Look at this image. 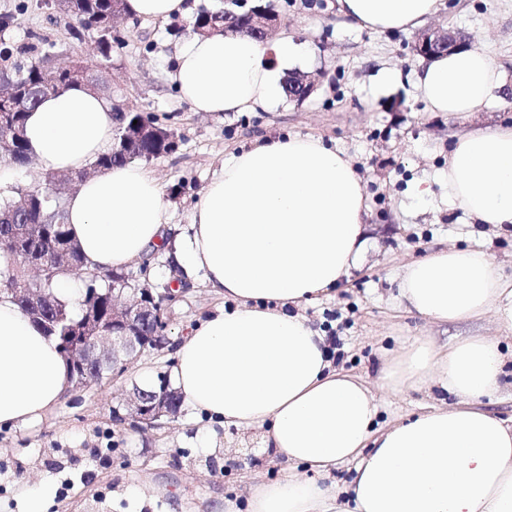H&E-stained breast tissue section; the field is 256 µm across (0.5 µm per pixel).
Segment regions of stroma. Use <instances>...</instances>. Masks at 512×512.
<instances>
[{"label":"stroma","instance_id":"stroma-1","mask_svg":"<svg viewBox=\"0 0 512 512\" xmlns=\"http://www.w3.org/2000/svg\"><path fill=\"white\" fill-rule=\"evenodd\" d=\"M269 2L280 31L312 45L313 56L297 69L318 84L305 102L285 99L270 111L195 112L180 99L168 78L177 45L192 34L190 22L180 18L122 17V41L105 59L94 49L95 32L81 31L54 0H0V16L11 19L0 42L30 56L55 54L61 63L89 61L113 104L174 132L176 149L145 164L165 188L170 239L189 224L195 200L225 159L258 139L280 131L311 135L346 153L365 185L367 248L346 281L299 311L322 332L340 337L343 356L336 368L375 390L378 423L385 427L448 402L433 387L380 389L379 376L394 351L421 337L444 347L503 333L490 315L432 322L405 310L396 296L405 266L451 246L486 250L512 275V231H497L449 208L448 189L436 179L448 167L454 135L512 122V0H444V9L430 20L467 32L473 46L485 48L507 71L504 91L468 117L428 110L415 86L422 59L411 50L413 33L349 27L337 15L336 0ZM385 69L400 75L387 89L378 85ZM418 181L431 188L427 200L409 192ZM223 305V297L201 283L185 284L166 311L163 349L146 351L117 380L70 389L31 426H0V512H21L17 488L37 487L43 479L56 489L51 512H215L224 499L245 501L253 480L282 478L285 462L266 449L264 429L196 420L187 407L155 428L112 421V408L139 382L141 371L169 373L176 343Z\"/></svg>","mask_w":512,"mask_h":512}]
</instances>
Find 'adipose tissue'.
I'll return each mask as SVG.
<instances>
[{
  "instance_id": "obj_1",
  "label": "adipose tissue",
  "mask_w": 512,
  "mask_h": 512,
  "mask_svg": "<svg viewBox=\"0 0 512 512\" xmlns=\"http://www.w3.org/2000/svg\"><path fill=\"white\" fill-rule=\"evenodd\" d=\"M442 5L337 0V12L355 27L408 31ZM307 53L285 33L270 45L246 33L195 34L178 47L170 78L193 111L265 110L284 94L283 69ZM415 80L430 111L459 116L487 106L506 77L485 49L473 48L429 58ZM115 128L111 103L74 84L28 114L25 138L42 172L69 173L110 151ZM443 177L450 206L512 227V126L455 138ZM66 210L85 270L126 268L164 243L186 273L231 301L183 337L170 379L196 414L265 429L267 447L315 475L256 483L245 508L228 500L224 512H512V421L483 407L505 373L497 339L439 348L419 338L404 347L386 362L383 386H434L454 402L381 428L371 389L334 369L325 336L293 311L347 279L367 247L370 209L344 152L288 134L232 155L170 242L162 186L135 162L84 179ZM397 299L441 323L491 311L512 333V282L483 250L442 249L410 264ZM70 386L56 340L1 292L0 425L38 421ZM351 460L342 487L319 482Z\"/></svg>"
}]
</instances>
